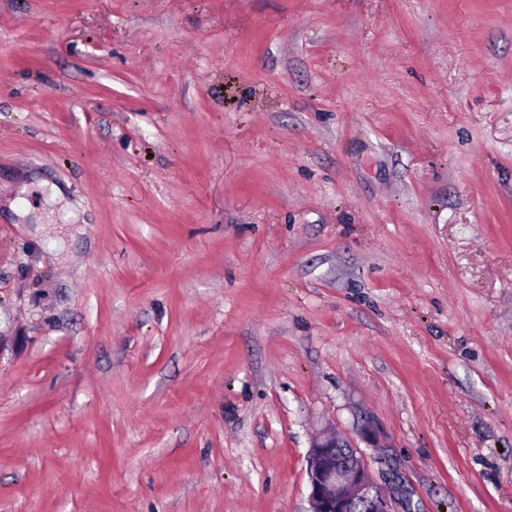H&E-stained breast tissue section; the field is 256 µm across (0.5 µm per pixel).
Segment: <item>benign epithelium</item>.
<instances>
[{"label": "benign epithelium", "instance_id": "benign-epithelium-1", "mask_svg": "<svg viewBox=\"0 0 512 512\" xmlns=\"http://www.w3.org/2000/svg\"><path fill=\"white\" fill-rule=\"evenodd\" d=\"M306 474L310 512H400L402 502L373 476L365 454L331 425L320 429L309 448Z\"/></svg>", "mask_w": 512, "mask_h": 512}]
</instances>
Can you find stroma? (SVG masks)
Here are the masks:
<instances>
[{
	"mask_svg": "<svg viewBox=\"0 0 512 512\" xmlns=\"http://www.w3.org/2000/svg\"><path fill=\"white\" fill-rule=\"evenodd\" d=\"M512 512V0H0V512ZM306 474L310 512H355L358 502L365 503L368 512H401L402 502L375 479L360 447L332 425L316 433Z\"/></svg>",
	"mask_w": 512,
	"mask_h": 512,
	"instance_id": "35a3bbf8",
	"label": "stroma"
}]
</instances>
